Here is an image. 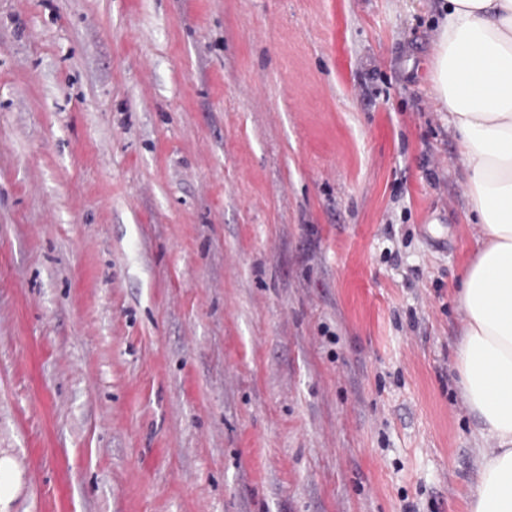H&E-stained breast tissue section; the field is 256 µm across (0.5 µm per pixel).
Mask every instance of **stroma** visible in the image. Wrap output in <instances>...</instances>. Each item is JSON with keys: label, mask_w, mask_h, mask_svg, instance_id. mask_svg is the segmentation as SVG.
<instances>
[{"label": "stroma", "mask_w": 512, "mask_h": 512, "mask_svg": "<svg viewBox=\"0 0 512 512\" xmlns=\"http://www.w3.org/2000/svg\"><path fill=\"white\" fill-rule=\"evenodd\" d=\"M435 23L0 0V512H464Z\"/></svg>", "instance_id": "1"}]
</instances>
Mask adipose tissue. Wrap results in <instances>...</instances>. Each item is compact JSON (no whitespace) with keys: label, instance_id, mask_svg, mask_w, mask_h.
<instances>
[{"label":"adipose tissue","instance_id":"1","mask_svg":"<svg viewBox=\"0 0 512 512\" xmlns=\"http://www.w3.org/2000/svg\"><path fill=\"white\" fill-rule=\"evenodd\" d=\"M429 76L482 226L457 294L458 384L483 441L465 512H512V0H443Z\"/></svg>","mask_w":512,"mask_h":512}]
</instances>
